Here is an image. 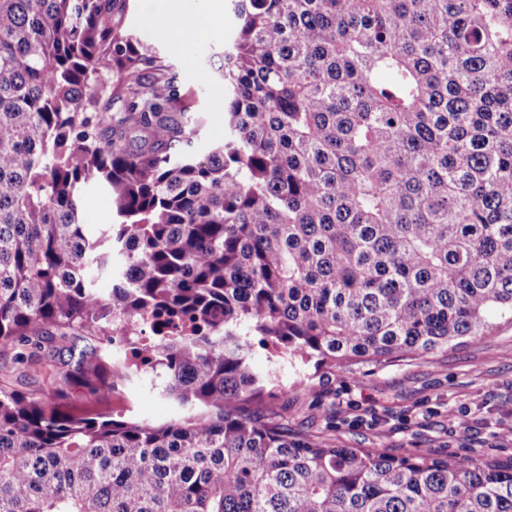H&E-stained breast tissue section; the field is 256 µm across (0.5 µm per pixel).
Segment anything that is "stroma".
I'll list each match as a JSON object with an SVG mask.
<instances>
[{"label":"stroma","instance_id":"1","mask_svg":"<svg viewBox=\"0 0 512 512\" xmlns=\"http://www.w3.org/2000/svg\"><path fill=\"white\" fill-rule=\"evenodd\" d=\"M133 2L127 22L178 69L186 101L201 122L192 150L204 154L224 136L226 89L220 76L204 84L198 76L206 64L221 65L222 51L237 33L233 11L224 8L212 39L177 47L164 28L173 0ZM68 402L115 419L163 422L175 412L161 390L139 380L101 402L73 386ZM274 402L287 410L290 430L343 448H380L395 456L472 455L506 463L512 461V441L501 433L512 428V323L498 321L487 336L436 354L366 367L357 382L338 371L321 372L307 384H289ZM452 413L460 423H449Z\"/></svg>","mask_w":512,"mask_h":512}]
</instances>
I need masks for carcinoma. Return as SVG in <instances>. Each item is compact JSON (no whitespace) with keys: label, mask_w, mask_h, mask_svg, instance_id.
Segmentation results:
<instances>
[{"label":"carcinoma","mask_w":512,"mask_h":512,"mask_svg":"<svg viewBox=\"0 0 512 512\" xmlns=\"http://www.w3.org/2000/svg\"><path fill=\"white\" fill-rule=\"evenodd\" d=\"M129 8L0 0V352L59 384L0 386V512H512V464L339 448L268 402L287 366L355 379L512 319V0H232L202 156ZM114 315L189 321L143 348L171 419L60 403L131 385L137 355L49 332ZM112 219V195L103 189H89L81 199V221L95 227Z\"/></svg>","instance_id":"obj_1"}]
</instances>
